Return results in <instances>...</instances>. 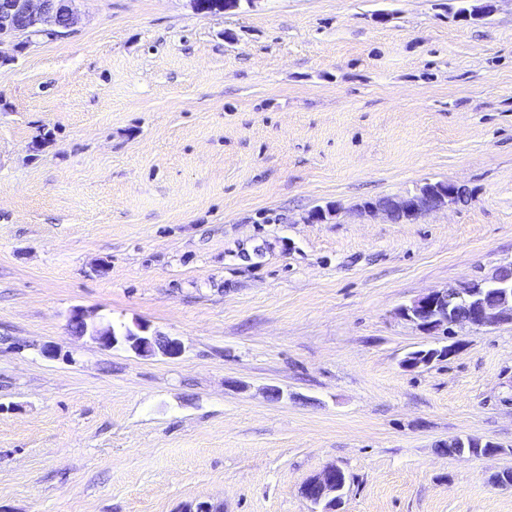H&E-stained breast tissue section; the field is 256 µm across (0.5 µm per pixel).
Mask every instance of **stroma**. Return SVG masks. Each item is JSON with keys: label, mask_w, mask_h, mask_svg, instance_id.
Returning <instances> with one entry per match:
<instances>
[{"label": "stroma", "mask_w": 512, "mask_h": 512, "mask_svg": "<svg viewBox=\"0 0 512 512\" xmlns=\"http://www.w3.org/2000/svg\"><path fill=\"white\" fill-rule=\"evenodd\" d=\"M77 7L0 62V512H309L331 464L339 512H512V325L409 371L444 340L399 315L512 264V0ZM436 181L469 201L358 210ZM78 321L81 324L79 333L73 336L89 334L104 349H112L118 345H127L138 355L149 356L160 352L162 355L175 358L182 353L181 341L173 336H165L156 332L149 333L148 326L137 324L136 329H127L123 336H116L110 325L102 326L88 322V315L82 308H74L69 316V323ZM456 343L435 347L429 349H421L408 353L402 361V365L410 370L430 365L434 360H442L449 358L456 351ZM344 471L336 466H326L319 473L307 479L301 486L302 497L310 503L311 512H335L341 504L347 485V477L340 480ZM307 485L305 488H302Z\"/></svg>", "instance_id": "1"}]
</instances>
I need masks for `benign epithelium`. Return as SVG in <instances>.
<instances>
[{
    "mask_svg": "<svg viewBox=\"0 0 512 512\" xmlns=\"http://www.w3.org/2000/svg\"><path fill=\"white\" fill-rule=\"evenodd\" d=\"M192 3L194 10L201 14L238 8L237 0H192ZM77 20L76 0H0V60L6 58L3 47L22 51L31 44V37L35 34L68 36ZM458 193L457 183L438 181L416 194L399 196L392 203L368 202L363 211L369 214L381 212L390 219L393 210L397 209L414 220L424 213L455 203ZM454 293L455 298L452 299L446 289L430 291L401 307L399 314L423 332L440 333L447 338L453 337L458 327L481 330L503 323L512 324V265L500 268L490 281H474L454 289ZM69 321L79 322V335L92 336L104 349L127 345L142 356L159 352L169 358L182 353L178 338L151 332L145 325L138 324L136 329H128L124 335L118 336L108 325L88 322V315L81 308L71 311ZM455 351L454 343L416 350L405 356L402 365L414 370L447 358ZM471 443L496 447L490 441L486 443L473 436L450 438L447 447L452 449V454L459 455L461 449ZM340 473V467L330 465L305 481L301 495L310 503L311 512H337L347 485V480L339 479Z\"/></svg>",
    "mask_w": 512,
    "mask_h": 512,
    "instance_id": "1",
    "label": "benign epithelium"
}]
</instances>
